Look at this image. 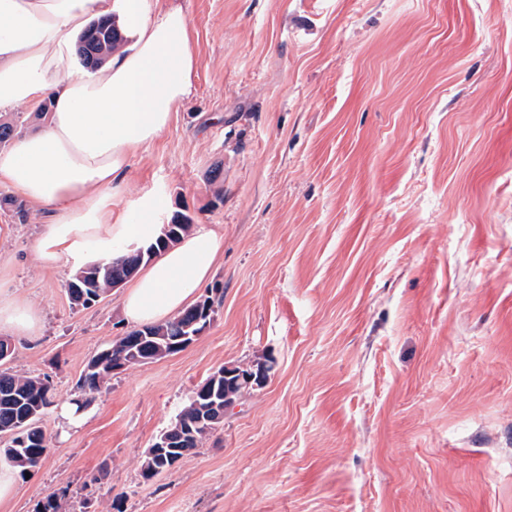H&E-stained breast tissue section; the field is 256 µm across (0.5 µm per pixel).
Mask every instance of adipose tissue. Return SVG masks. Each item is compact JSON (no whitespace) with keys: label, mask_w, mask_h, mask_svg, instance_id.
Wrapping results in <instances>:
<instances>
[{"label":"adipose tissue","mask_w":512,"mask_h":512,"mask_svg":"<svg viewBox=\"0 0 512 512\" xmlns=\"http://www.w3.org/2000/svg\"><path fill=\"white\" fill-rule=\"evenodd\" d=\"M117 16L127 43L96 70L75 68L76 40L95 17ZM193 30L163 0H0V111L51 101L44 127L0 150V183L49 223L35 253L45 266L112 257L121 240L154 242L151 205L140 221L115 211L132 153L155 140L193 88ZM224 237L201 224L138 273L122 300L134 327L168 320L211 278ZM40 311L0 282V331L33 337Z\"/></svg>","instance_id":"1"}]
</instances>
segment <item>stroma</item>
Returning <instances> with one entry per match:
<instances>
[{
    "mask_svg": "<svg viewBox=\"0 0 512 512\" xmlns=\"http://www.w3.org/2000/svg\"><path fill=\"white\" fill-rule=\"evenodd\" d=\"M193 91L129 159L116 207L224 233L210 325L114 371L123 289L71 304L0 209V272L38 304L9 367L45 378L49 450L0 512H512V0H170ZM272 359L224 425L152 481L140 460L218 367Z\"/></svg>",
    "mask_w": 512,
    "mask_h": 512,
    "instance_id": "1",
    "label": "stroma"
}]
</instances>
